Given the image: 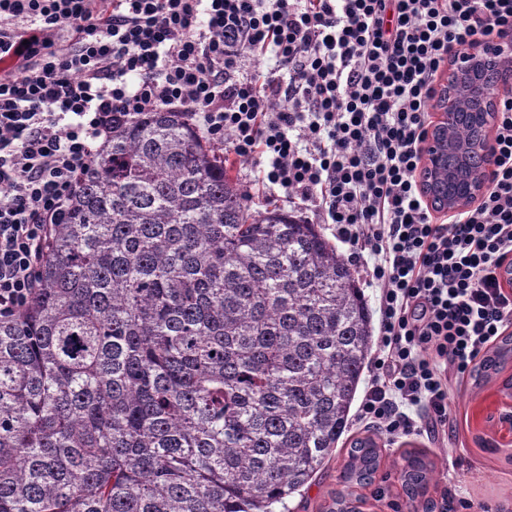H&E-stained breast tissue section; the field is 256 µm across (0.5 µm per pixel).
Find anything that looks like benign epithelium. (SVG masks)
Masks as SVG:
<instances>
[{
	"instance_id": "7a95c632",
	"label": "benign epithelium",
	"mask_w": 512,
	"mask_h": 512,
	"mask_svg": "<svg viewBox=\"0 0 512 512\" xmlns=\"http://www.w3.org/2000/svg\"><path fill=\"white\" fill-rule=\"evenodd\" d=\"M504 93L512 92V29H504L490 42L466 53L448 47V62L435 91V117L422 143L419 187L430 208L441 213L470 210L493 178L495 154L491 131L498 100L482 96L486 82ZM459 120L476 130L474 141L462 145L448 136ZM481 422L495 427L496 447L512 446V414L489 412Z\"/></svg>"
}]
</instances>
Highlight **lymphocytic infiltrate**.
Instances as JSON below:
<instances>
[{"instance_id": "f902f5d3", "label": "lymphocytic infiltrate", "mask_w": 512, "mask_h": 512, "mask_svg": "<svg viewBox=\"0 0 512 512\" xmlns=\"http://www.w3.org/2000/svg\"><path fill=\"white\" fill-rule=\"evenodd\" d=\"M512 28V0H0V318L31 299L118 122L162 108L239 160L260 193L331 224L380 282V374L360 416L389 441L448 424L452 384L512 327V95L475 207L432 214L417 183L449 47Z\"/></svg>"}]
</instances>
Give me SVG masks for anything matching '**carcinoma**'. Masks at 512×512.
Masks as SVG:
<instances>
[{
  "instance_id": "obj_1",
  "label": "carcinoma",
  "mask_w": 512,
  "mask_h": 512,
  "mask_svg": "<svg viewBox=\"0 0 512 512\" xmlns=\"http://www.w3.org/2000/svg\"><path fill=\"white\" fill-rule=\"evenodd\" d=\"M315 224L253 206L168 109L112 127L0 319V512H274L329 460L372 355ZM512 361V337L477 368ZM376 441L344 478L370 480ZM432 465L404 456L418 489Z\"/></svg>"
}]
</instances>
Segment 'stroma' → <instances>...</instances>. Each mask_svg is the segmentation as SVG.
Returning a JSON list of instances; mask_svg holds the SVG:
<instances>
[{"mask_svg":"<svg viewBox=\"0 0 512 512\" xmlns=\"http://www.w3.org/2000/svg\"><path fill=\"white\" fill-rule=\"evenodd\" d=\"M512 378V362L489 381L471 375L458 377L448 413V431L438 438L408 436L396 444L380 441L382 464L368 485L343 481L350 439L366 434L364 425L351 424L346 439L308 485L288 499L290 512H334L336 495L349 494L351 501L365 500L367 512H423L430 504L434 512H462L460 501H468L470 512H512V450L481 446L477 423L480 411H491ZM425 454L433 465V479L423 494L411 497L401 476L402 456Z\"/></svg>","mask_w":512,"mask_h":512,"instance_id":"stroma-1","label":"stroma"}]
</instances>
